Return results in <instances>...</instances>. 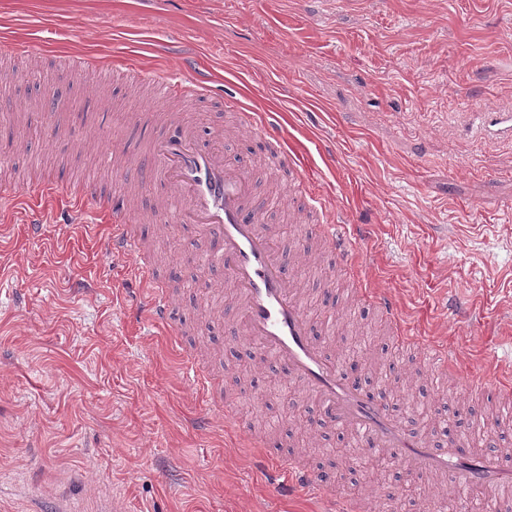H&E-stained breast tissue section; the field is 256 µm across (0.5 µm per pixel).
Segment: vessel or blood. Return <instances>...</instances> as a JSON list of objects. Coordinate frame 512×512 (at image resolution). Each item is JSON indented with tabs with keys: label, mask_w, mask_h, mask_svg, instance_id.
Returning <instances> with one entry per match:
<instances>
[{
	"label": "vessel or blood",
	"mask_w": 512,
	"mask_h": 512,
	"mask_svg": "<svg viewBox=\"0 0 512 512\" xmlns=\"http://www.w3.org/2000/svg\"><path fill=\"white\" fill-rule=\"evenodd\" d=\"M131 75L158 85L167 102L185 98L191 87L208 91L211 81L210 76L186 63L177 73L139 67ZM164 124L169 132L151 144L145 168L160 178L168 198L180 201L178 222L191 225L211 241V258L223 267L227 285L235 294L244 333L259 352L273 356L289 380L320 400L336 423L361 431L372 446L390 449L397 465L407 474L439 472L455 486L492 495L512 487V462L499 455L470 453L460 439L452 438L439 446L407 431L371 392L346 376L313 338L314 324L296 298L298 285L287 275L290 256L281 249L272 227L264 222L265 203L255 192L250 161H230L222 149L203 143L192 121L174 115L167 117ZM320 233L336 258L337 270L358 274L352 260L354 243L342 225L326 222ZM109 248L114 255L136 258L137 272L144 284L139 295L145 317L155 326H171L170 286L152 275L136 225L123 221L113 233ZM363 295L377 307L398 343L414 344V337L404 334L402 314L389 296L368 289ZM423 350L436 371L454 372L456 354L448 346L427 344ZM183 365L210 403V414L200 420V427L210 428L216 413L223 415L226 424H234L230 411L233 398L227 387L207 373L192 355H184ZM471 390L477 395L510 400L512 373L477 377ZM275 476L281 487H294L334 501L336 512H358L357 503L338 499L330 482L295 458H284Z\"/></svg>",
	"instance_id": "obj_1"
}]
</instances>
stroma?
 Wrapping results in <instances>:
<instances>
[{"instance_id": "1", "label": "stroma", "mask_w": 512, "mask_h": 512, "mask_svg": "<svg viewBox=\"0 0 512 512\" xmlns=\"http://www.w3.org/2000/svg\"><path fill=\"white\" fill-rule=\"evenodd\" d=\"M0 39L16 46L0 64V129L10 132L0 176L22 197L42 182L59 188L40 202L39 238L23 206L0 211V512H329L266 481L276 433L254 417L276 420L298 391L255 366L223 268L202 264L209 242L152 221L161 188L136 164L116 175L101 163L116 146L136 153L139 116L159 95L120 73L189 50L220 91L179 110L202 138L223 130L228 157L253 160L266 221L296 257L290 275L334 327L325 350L364 345L402 421L396 398H455L485 425L472 449L503 448L512 403L470 396L467 382L512 364V142L481 137L460 116L512 106V0H0ZM75 53L103 58L117 78L77 73L63 61ZM228 100L272 117L297 169L266 170L263 126L233 127ZM299 175L343 212L364 285L396 301L408 335L453 348L455 374L433 371L346 281H331L333 255L314 225L293 221L302 201L282 202ZM115 193L130 198L153 275L173 283L178 336L127 297L135 261L109 251L112 217L99 212ZM77 211L87 228L73 227ZM188 350L233 385L232 411L268 443L266 456L224 426H193L207 403L179 363ZM407 483L430 498L446 486L404 473L376 492L340 478L336 492L360 512H389ZM430 498L416 512H430Z\"/></svg>"}]
</instances>
